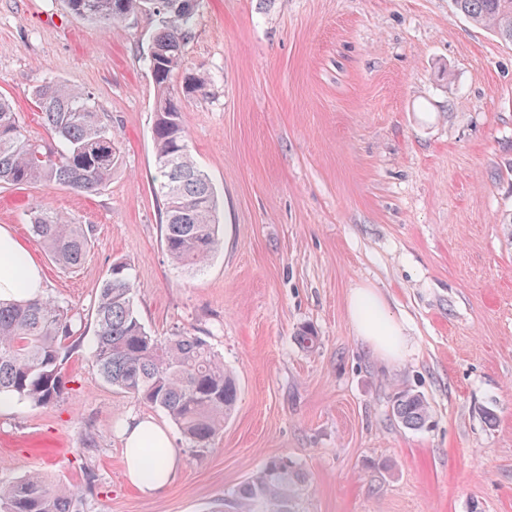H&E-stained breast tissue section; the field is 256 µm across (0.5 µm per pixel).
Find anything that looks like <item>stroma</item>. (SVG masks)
Masks as SVG:
<instances>
[{
  "label": "stroma",
  "instance_id": "1",
  "mask_svg": "<svg viewBox=\"0 0 512 512\" xmlns=\"http://www.w3.org/2000/svg\"><path fill=\"white\" fill-rule=\"evenodd\" d=\"M154 32L147 16L113 29L63 0H0V95L27 135L50 143L32 91L56 78L95 98L123 150L93 196L0 187V225L80 334L62 397L0 414V478L46 474L83 512H235L239 485L285 458L308 478L298 512H512V44L451 0H197L184 65L209 83L181 122L218 194L222 246L188 272L165 252L153 183ZM41 203L94 227L73 272L31 233L25 212ZM118 260L152 334L201 336L237 378L206 447L93 362ZM361 286L405 328L396 364L347 316ZM402 391L427 400L425 427L394 417ZM136 416L166 429L180 461L151 496L125 477L120 427Z\"/></svg>",
  "mask_w": 512,
  "mask_h": 512
}]
</instances>
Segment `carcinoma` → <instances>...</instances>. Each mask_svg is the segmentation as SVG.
<instances>
[{
    "instance_id": "carcinoma-1",
    "label": "carcinoma",
    "mask_w": 512,
    "mask_h": 512,
    "mask_svg": "<svg viewBox=\"0 0 512 512\" xmlns=\"http://www.w3.org/2000/svg\"><path fill=\"white\" fill-rule=\"evenodd\" d=\"M74 15L114 28L146 12L147 0H64ZM457 11L512 43V0H453ZM196 0H169L155 17L157 28L144 62L156 89L152 139L157 191L163 201V242L171 261L186 270L206 266L221 246L218 196L197 166L181 120L182 101L205 91L208 78L182 70L194 33ZM182 72L181 81L173 76ZM47 130L46 148L30 139L12 102L0 96V184L57 186L97 194L122 164L120 142L98 112L94 97L65 80L51 78L33 91ZM34 236L63 271L78 268L91 246V229L46 205L29 213ZM94 362L106 382L143 404L164 410L184 437L207 446L224 429L237 398L235 377L210 344L188 332L160 339L142 323L129 264H113L95 304ZM73 316L58 301L38 297L0 302V397L34 406L58 401L65 390ZM394 415L407 428L429 419L427 401L403 392ZM304 473L286 459L266 464L236 492L237 512H297ZM0 512H82L78 494L40 473L0 479Z\"/></svg>"
}]
</instances>
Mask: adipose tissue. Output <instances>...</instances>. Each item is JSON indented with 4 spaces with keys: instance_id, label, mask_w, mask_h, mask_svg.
I'll list each match as a JSON object with an SVG mask.
<instances>
[{
    "instance_id": "obj_1",
    "label": "adipose tissue",
    "mask_w": 512,
    "mask_h": 512,
    "mask_svg": "<svg viewBox=\"0 0 512 512\" xmlns=\"http://www.w3.org/2000/svg\"><path fill=\"white\" fill-rule=\"evenodd\" d=\"M44 288L42 271L7 226H0V300L17 302L39 296ZM347 312L357 336L390 362L404 358L408 341L402 325L387 312L375 289L356 288L347 300ZM125 476L141 493L149 495L173 479L178 459L170 448L165 429L149 418L126 423L122 430ZM162 448L163 457L153 463L144 455L146 441Z\"/></svg>"
}]
</instances>
